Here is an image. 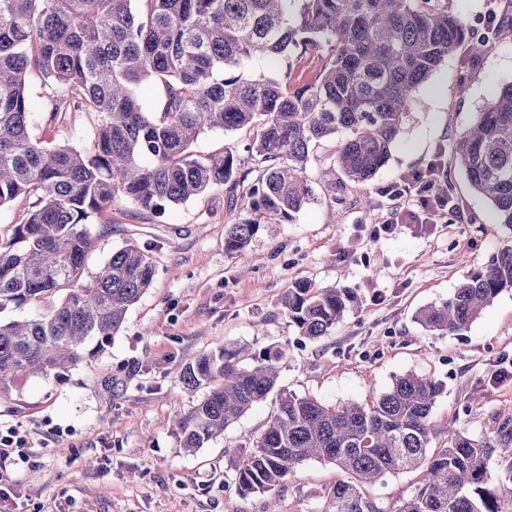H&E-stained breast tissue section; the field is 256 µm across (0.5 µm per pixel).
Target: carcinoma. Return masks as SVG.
Masks as SVG:
<instances>
[{
	"label": "carcinoma",
	"instance_id": "carcinoma-1",
	"mask_svg": "<svg viewBox=\"0 0 512 512\" xmlns=\"http://www.w3.org/2000/svg\"><path fill=\"white\" fill-rule=\"evenodd\" d=\"M512 25L495 22L474 38L448 0H0V206L35 195L27 219L0 241V314L50 296L38 320H0V395L30 372L47 374L100 349L150 288L155 265L137 246L112 253L86 278L95 216L123 198L160 213L218 186L240 191L244 213L227 225L224 249L244 258L262 224L295 221L317 201L308 169L329 139L322 181L343 191L371 181L399 139L411 93L462 47L478 59ZM313 57V80H290L293 63ZM35 70L66 103L100 114L81 154L48 148L29 127L26 77ZM158 81L162 107L145 111L137 87ZM254 131L248 157L263 167L247 181L244 160L226 146L194 150L206 130ZM470 186L512 229V82L456 139ZM512 288V245L469 274L448 299L416 321L437 335L465 331ZM347 288L296 280L282 306L299 335L327 336L356 309ZM222 345L185 364L183 384L208 389L178 422L193 452L276 392L264 430L234 463L235 492L275 493L309 459L346 478L325 489L313 512H512V407L475 438L433 419L442 381L408 373L367 404H329L278 385L287 349L251 355ZM447 439L444 448L433 441ZM415 472L409 495L385 508L365 494L388 475Z\"/></svg>",
	"mask_w": 512,
	"mask_h": 512
}]
</instances>
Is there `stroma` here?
Segmentation results:
<instances>
[{"instance_id": "1", "label": "stroma", "mask_w": 512, "mask_h": 512, "mask_svg": "<svg viewBox=\"0 0 512 512\" xmlns=\"http://www.w3.org/2000/svg\"><path fill=\"white\" fill-rule=\"evenodd\" d=\"M510 81V40L477 60L444 62L413 92L391 157L370 182L339 193L317 186V202L294 223L261 225L242 259L224 249L239 212L226 187L159 215L114 201L90 226L88 270L132 243L153 259V283L103 351L58 373L19 377L0 396V424L19 428L30 445L27 462L0 469L8 492L0 512H227L229 502L237 512H266L267 494L236 495L233 464L246 437L265 428L275 395L198 451L178 439L177 420L205 394L184 387L181 370L225 343L287 347L280 386L333 404L369 402L407 373L441 379L437 423L486 435L492 415L512 405V289L458 335L427 332L415 315L512 240L453 154L492 88ZM26 84L34 138L89 150L99 114L60 104L40 74ZM434 162L456 209L373 236L389 203L383 188ZM298 279L352 289L359 305L329 336L305 339L281 305ZM342 477L332 464L305 462L280 488V512H313Z\"/></svg>"}]
</instances>
